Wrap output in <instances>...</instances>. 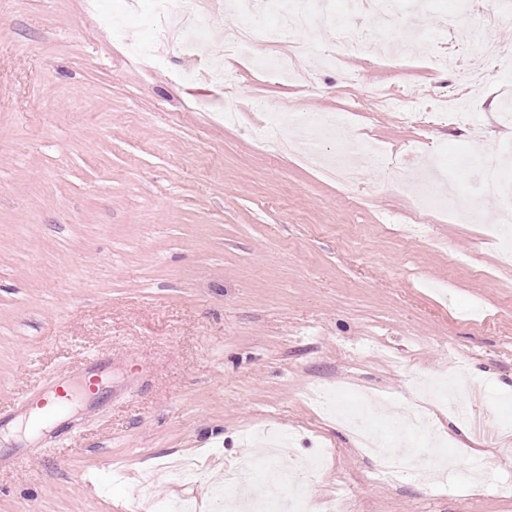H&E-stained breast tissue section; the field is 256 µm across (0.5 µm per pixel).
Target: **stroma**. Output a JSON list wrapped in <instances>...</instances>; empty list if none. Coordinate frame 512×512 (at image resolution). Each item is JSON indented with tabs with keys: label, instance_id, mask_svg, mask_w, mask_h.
I'll return each mask as SVG.
<instances>
[{
	"label": "stroma",
	"instance_id": "obj_1",
	"mask_svg": "<svg viewBox=\"0 0 512 512\" xmlns=\"http://www.w3.org/2000/svg\"><path fill=\"white\" fill-rule=\"evenodd\" d=\"M151 0H0V512H176L209 508L224 472L257 431L291 435L281 462L321 459L299 487L309 507L346 497L351 512H512V261L486 226L430 216L420 241L403 217L424 163L438 185L461 153L512 137V70L491 69L464 120L436 118L454 67L383 63L343 51L315 23L291 41L338 55L312 88L268 75L253 58L274 12L225 9L215 31L252 23L250 54L226 56L235 90L205 67L215 41L186 55L146 22ZM455 0L400 9L391 37L421 29L462 63L480 54L479 13L443 30ZM121 20L119 32L101 14ZM149 48L133 59L129 45ZM358 74L346 84L344 71ZM334 112L401 173L364 167L346 187L294 152L255 139L254 99ZM422 117L401 119L405 101ZM108 349L106 373L53 425L12 431L38 393L81 381L82 356ZM457 371L487 433L447 411L429 422L458 462L442 485L409 464L387 479L332 415L301 398L322 387L342 408L358 391L385 401L368 421L403 433L426 407L418 377ZM491 473L472 475L473 458Z\"/></svg>",
	"mask_w": 512,
	"mask_h": 512
}]
</instances>
